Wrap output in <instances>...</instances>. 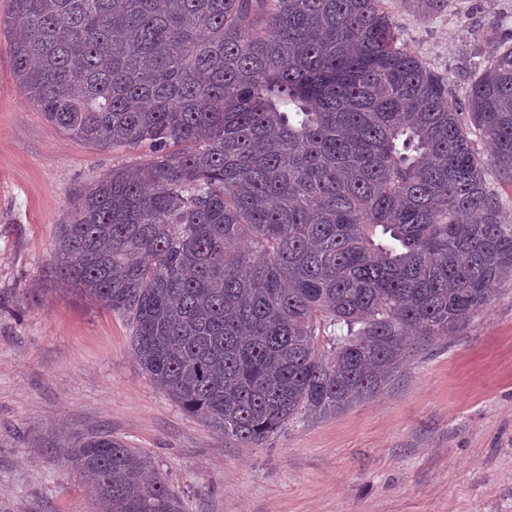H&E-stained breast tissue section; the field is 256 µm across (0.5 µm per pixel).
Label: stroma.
I'll use <instances>...</instances> for the list:
<instances>
[{
  "mask_svg": "<svg viewBox=\"0 0 512 512\" xmlns=\"http://www.w3.org/2000/svg\"><path fill=\"white\" fill-rule=\"evenodd\" d=\"M384 7L459 106L491 41H512V0ZM148 160L49 124L0 34V512H102L66 449L101 431L146 454L182 512H512V280L457 334L414 345L378 395L245 448L141 372L128 317L56 275L77 192Z\"/></svg>",
  "mask_w": 512,
  "mask_h": 512,
  "instance_id": "stroma-1",
  "label": "stroma"
}]
</instances>
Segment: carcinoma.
<instances>
[{
	"mask_svg": "<svg viewBox=\"0 0 512 512\" xmlns=\"http://www.w3.org/2000/svg\"><path fill=\"white\" fill-rule=\"evenodd\" d=\"M0 29L47 122L152 152L75 196L62 280L129 315L142 373L247 448L376 395L512 278L486 178L512 184V45L462 112L382 0H11ZM71 461L109 512H181L109 433Z\"/></svg>",
	"mask_w": 512,
	"mask_h": 512,
	"instance_id": "cac0c4a2",
	"label": "carcinoma"
}]
</instances>
